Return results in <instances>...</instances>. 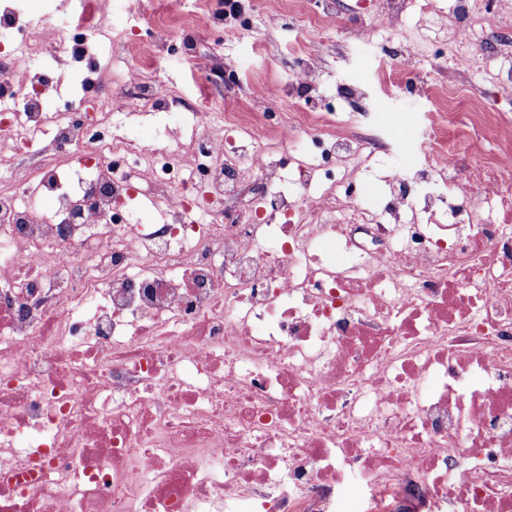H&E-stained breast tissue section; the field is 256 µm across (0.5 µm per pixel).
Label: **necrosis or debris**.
<instances>
[{"instance_id": "4bbe7bcc", "label": "necrosis or debris", "mask_w": 512, "mask_h": 512, "mask_svg": "<svg viewBox=\"0 0 512 512\" xmlns=\"http://www.w3.org/2000/svg\"><path fill=\"white\" fill-rule=\"evenodd\" d=\"M449 2L481 79L512 28L498 0ZM103 30L77 0L21 39L101 87ZM53 87L0 73V156L23 161L0 183V512H335L350 476L361 512H512L511 134L464 174L426 136L376 207V140L305 102L194 106L172 147L106 100L45 111Z\"/></svg>"}]
</instances>
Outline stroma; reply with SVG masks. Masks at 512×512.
Here are the masks:
<instances>
[{
  "label": "stroma",
  "mask_w": 512,
  "mask_h": 512,
  "mask_svg": "<svg viewBox=\"0 0 512 512\" xmlns=\"http://www.w3.org/2000/svg\"><path fill=\"white\" fill-rule=\"evenodd\" d=\"M11 2L18 8L19 18L14 25L0 23V49L13 53L14 78L24 84L52 64L48 56L16 49L18 26L65 28L73 0ZM143 2L148 12L170 20L175 49H168L161 40L140 43L129 39L131 27L140 22L131 0H101L112 26L109 37L92 36L93 49L102 68L117 75L126 71L129 62L152 58L157 77L188 108L205 92L223 102L225 111L247 118L270 110L288 111L289 95L299 91L303 46H321L310 96L330 98L347 87H360L363 106L371 112L385 145L383 152L367 162L359 184L361 196L371 205L380 202L393 164L406 170L420 164L414 144L424 134L426 114L444 112L451 106L491 113V122L485 126L468 131L452 124L438 130V138L454 147L462 167L474 163L476 157L491 156L497 148L495 125L512 122V97L502 94L497 81L470 83L452 64L455 45L430 37V30L437 28L442 18L429 0H414L390 37L407 51L414 78L429 92L402 91L386 100L379 86L381 47L358 39L359 27L377 22L384 0H343L338 18L320 26L310 23L308 17L326 11V0H245L247 10L238 22L225 13L224 0H211L206 11L199 9L196 0Z\"/></svg>",
  "instance_id": "1"
}]
</instances>
